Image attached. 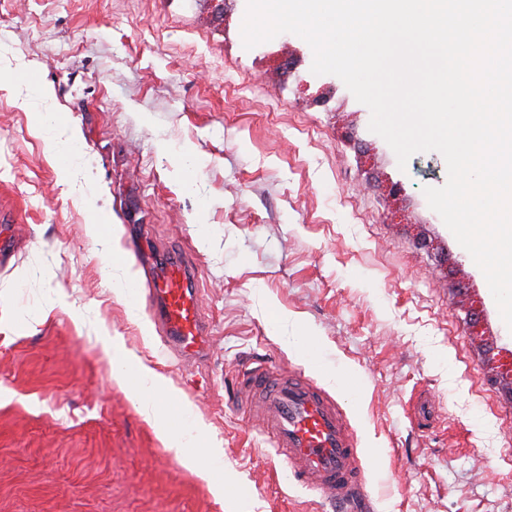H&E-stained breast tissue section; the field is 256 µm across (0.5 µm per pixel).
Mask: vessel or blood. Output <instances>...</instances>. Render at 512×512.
Here are the masks:
<instances>
[{"mask_svg": "<svg viewBox=\"0 0 512 512\" xmlns=\"http://www.w3.org/2000/svg\"><path fill=\"white\" fill-rule=\"evenodd\" d=\"M147 297L165 347L177 357L203 358L213 327L201 304L191 255L159 252ZM238 398L262 424L293 478L318 491L337 512H367L362 457L347 414L326 390L296 370L242 368Z\"/></svg>", "mask_w": 512, "mask_h": 512, "instance_id": "b4317fda", "label": "vessel or blood"}]
</instances>
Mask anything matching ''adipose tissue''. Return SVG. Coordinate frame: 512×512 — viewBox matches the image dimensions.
I'll return each mask as SVG.
<instances>
[{
	"instance_id": "1",
	"label": "adipose tissue",
	"mask_w": 512,
	"mask_h": 512,
	"mask_svg": "<svg viewBox=\"0 0 512 512\" xmlns=\"http://www.w3.org/2000/svg\"><path fill=\"white\" fill-rule=\"evenodd\" d=\"M103 351L112 363L113 380L137 391L142 413L158 426L166 447L199 477L212 482L217 495L226 494L229 481L223 476L224 458L218 450L204 448L205 425L192 404L162 374L143 363L133 362L121 341L110 340ZM164 404L177 408L180 415L177 426H169L160 413L159 408Z\"/></svg>"
}]
</instances>
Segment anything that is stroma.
I'll return each mask as SVG.
<instances>
[{
    "instance_id": "obj_1",
    "label": "stroma",
    "mask_w": 512,
    "mask_h": 512,
    "mask_svg": "<svg viewBox=\"0 0 512 512\" xmlns=\"http://www.w3.org/2000/svg\"><path fill=\"white\" fill-rule=\"evenodd\" d=\"M246 5L0 0V512H332L236 405L238 371L259 361L302 369L342 404L373 512H512V397L456 286L480 298L500 351L512 331L423 193L446 183L444 157L399 168L346 86L325 110L270 60L241 59ZM46 112L80 149L50 151ZM92 222L120 225L129 255L142 230L192 252L213 321L205 364L177 362L145 301L133 316L112 293L113 244ZM112 337L193 403L236 480L225 497L113 381ZM454 300L455 305L465 315L463 323L466 326L468 335L483 336L482 331L485 329V326L480 312V304L471 301L467 292L463 291V289H457Z\"/></svg>"
}]
</instances>
